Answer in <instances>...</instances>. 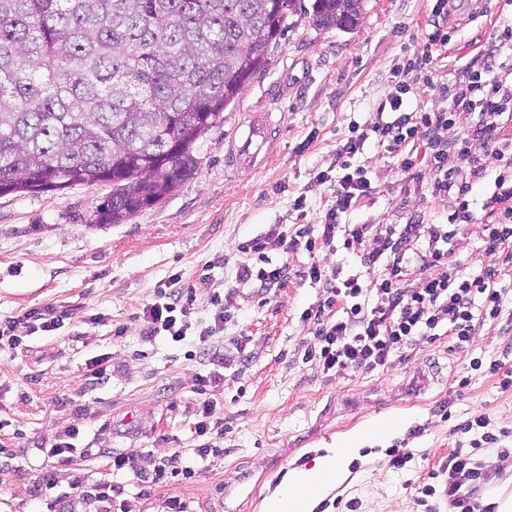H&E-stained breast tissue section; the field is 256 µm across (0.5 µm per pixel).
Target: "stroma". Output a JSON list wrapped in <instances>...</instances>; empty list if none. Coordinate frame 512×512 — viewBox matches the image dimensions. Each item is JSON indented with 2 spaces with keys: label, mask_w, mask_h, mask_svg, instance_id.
Wrapping results in <instances>:
<instances>
[{
  "label": "stroma",
  "mask_w": 512,
  "mask_h": 512,
  "mask_svg": "<svg viewBox=\"0 0 512 512\" xmlns=\"http://www.w3.org/2000/svg\"><path fill=\"white\" fill-rule=\"evenodd\" d=\"M490 6L484 16L469 0L448 19V45L433 53L426 50L432 0H366L350 32L317 29L310 13H294L265 71L197 142L192 177L124 223H94L97 205L112 191L108 183L0 196V322L33 310L68 315L57 331L0 347V470L8 473L0 512H47L51 499L76 492L86 495V512H96L92 495L108 472L102 448L141 454V474L126 475L113 492L115 512H166L173 495L190 512H262L289 471L378 418L397 421V431L364 444L348 478L313 512H448L443 496L425 498L421 491L456 448V426L482 413L494 429L512 432V391H500L495 377L470 368L472 358L483 356L512 366V325L485 324L466 352L450 350L443 336L420 341L387 369L327 377L302 360L312 333L301 313L320 300V288L295 277L256 293L236 286L235 265L238 245L270 225L321 222L334 187L319 183L318 173L331 164L351 124L377 120L376 108L395 91L404 61L431 54L436 87L453 85L466 67L482 68L498 15L512 14L504 0ZM268 111L281 118L270 157L251 169L226 166L225 142L242 122ZM357 162L374 192L361 199L350 222L445 223L446 208L431 198L427 181H410L375 140H367ZM300 196L298 212L293 203ZM454 249L464 272L496 263L468 230H458ZM175 274L192 289L202 318L213 292L238 287V309L224 335L249 336L246 360L226 363L192 344L143 335V306ZM120 326L126 333L119 337ZM102 354L111 358L112 375L94 384L86 362ZM199 372L224 376L223 386L209 392L224 420L223 433L210 437L217 452L176 485L147 483L145 474L160 458L202 443L192 430ZM462 376L470 377L468 386H458ZM447 402L449 418L442 415ZM72 425L82 429L87 453L62 466L41 447ZM396 448L411 453L399 469L390 463ZM491 456L498 464L489 484L473 491L479 503L488 486L512 487V435L500 447L474 452L481 463ZM49 471L55 482L48 489L42 476Z\"/></svg>",
  "instance_id": "1"
}]
</instances>
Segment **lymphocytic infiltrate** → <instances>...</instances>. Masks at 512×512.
Returning <instances> with one entry per match:
<instances>
[{
  "instance_id": "1",
  "label": "lymphocytic infiltrate",
  "mask_w": 512,
  "mask_h": 512,
  "mask_svg": "<svg viewBox=\"0 0 512 512\" xmlns=\"http://www.w3.org/2000/svg\"><path fill=\"white\" fill-rule=\"evenodd\" d=\"M512 46V23L503 24L486 53L484 66L476 73L459 77L453 87L451 110L416 109L406 111L400 93L389 94L377 109L378 122L370 129L353 133L339 144L333 162L337 175L322 171L321 182H334L336 200L327 209L322 224H299L285 231L273 226L265 233L239 244L242 255L235 272L237 285H252L264 292L283 287L291 275L321 286L323 298L303 310L301 317L311 328L313 341L305 352L308 361H317L323 373L349 369L374 370L388 367L396 356L422 339L445 334L451 347L466 350L480 326L501 318L512 322V282H505L498 270L466 273L460 269L452 246L459 227H467L499 254L503 266L512 268V134L506 133L501 118L512 111V86L495 78L499 55ZM473 114L470 130L449 137L458 113ZM400 158L399 167L410 179H418L416 159L410 145L425 142L429 149L430 194L447 204L443 224H350L346 218L362 196L372 192L365 170L354 158L366 140ZM471 158L468 177H460L452 157ZM486 185L483 198H475L477 185ZM496 214L492 224L477 221L478 210ZM373 238L376 246L364 257V266L352 273L323 264L321 251L349 250ZM427 247L416 256L408 250L417 242ZM286 255L305 252L309 261L299 272L288 262H269L267 253ZM430 273L412 279L413 263ZM179 277L160 283L152 302L142 308L145 336L165 337L174 344L186 341L200 350H210L218 333L231 319L235 288L211 298L209 321L194 315V299L181 288ZM64 325L63 316L52 311H33L0 327V341L19 344L23 333L52 332ZM470 437L469 452L455 450L442 467L441 489L425 486V494L441 492L451 512H494L470 497L472 487L488 478L471 452L489 448L501 440L485 415L475 414L459 424Z\"/></svg>"
}]
</instances>
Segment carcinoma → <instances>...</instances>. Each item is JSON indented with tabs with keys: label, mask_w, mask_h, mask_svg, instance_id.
I'll list each match as a JSON object with an SVG mask.
<instances>
[{
	"label": "carcinoma",
	"mask_w": 512,
	"mask_h": 512,
	"mask_svg": "<svg viewBox=\"0 0 512 512\" xmlns=\"http://www.w3.org/2000/svg\"><path fill=\"white\" fill-rule=\"evenodd\" d=\"M301 0H0V196L97 183L98 224L163 201ZM363 0H314L352 30Z\"/></svg>",
	"instance_id": "carcinoma-1"
}]
</instances>
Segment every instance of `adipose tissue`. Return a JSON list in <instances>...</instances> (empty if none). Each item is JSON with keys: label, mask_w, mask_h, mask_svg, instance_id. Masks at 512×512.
I'll use <instances>...</instances> for the list:
<instances>
[{"label": "adipose tissue", "mask_w": 512, "mask_h": 512, "mask_svg": "<svg viewBox=\"0 0 512 512\" xmlns=\"http://www.w3.org/2000/svg\"><path fill=\"white\" fill-rule=\"evenodd\" d=\"M396 429V423L380 420L365 431L349 435L336 447L326 449L310 467L294 470L288 482L265 499L263 512H312L314 503L345 478L349 463L367 440L386 436Z\"/></svg>", "instance_id": "1"}]
</instances>
